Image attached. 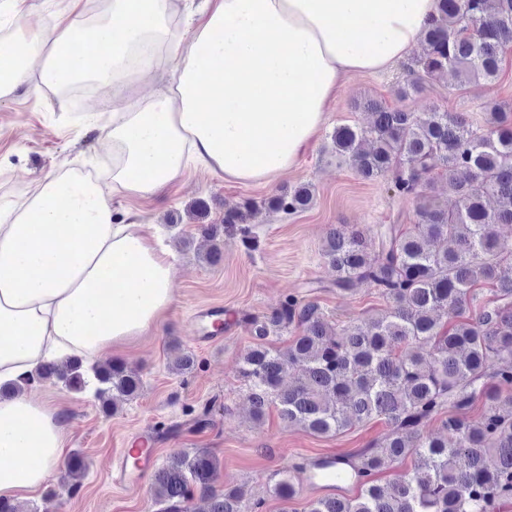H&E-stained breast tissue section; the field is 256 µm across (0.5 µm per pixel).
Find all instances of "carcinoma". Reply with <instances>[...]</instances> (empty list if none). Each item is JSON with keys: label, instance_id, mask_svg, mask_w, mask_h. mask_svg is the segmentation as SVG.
<instances>
[{"label": "carcinoma", "instance_id": "1", "mask_svg": "<svg viewBox=\"0 0 512 512\" xmlns=\"http://www.w3.org/2000/svg\"><path fill=\"white\" fill-rule=\"evenodd\" d=\"M426 53L418 76L400 88L403 97L444 74L458 83H494L503 50L512 41V0H438L436 15L423 32ZM365 107L374 120L368 129L343 124L331 139L363 178L393 175L395 191L415 201L419 222L411 230L382 224L376 235L333 229L323 247L336 269L333 286L353 291L368 281L392 301L389 310L335 328L314 302L294 298L270 315L248 322L253 346L240 362L248 383L253 418L261 421L275 406L283 420L318 435L336 434L373 418L391 426L388 439L353 457L336 458V469L355 484L354 497L325 495L306 512H490L512 495V277H497L498 224H512V123L506 104L490 112V128L476 135L461 116L433 111L425 118L388 110L374 101ZM445 176L444 190L456 207L434 195L433 174ZM501 207L490 211L486 199ZM312 186L301 185L269 200L271 208L296 213L309 208ZM255 211L247 204L227 210L220 224L203 232L243 231ZM453 246L434 250L432 243ZM492 281L502 303L485 306L446 329L438 311L463 315L475 299L474 286ZM295 325L288 350L267 346L271 333ZM294 385L283 386L288 371ZM41 380L84 392L94 386L103 409L118 397H134L140 375L122 362L84 366L80 357L44 365ZM480 416L466 422L456 413L478 401ZM446 414L443 428L453 435L422 432ZM411 470L384 486L375 473L407 457ZM86 470L71 456V487ZM216 462L205 451L172 454L156 471L154 491L161 512H190L194 492L207 497V512H258L236 489L213 490Z\"/></svg>", "mask_w": 512, "mask_h": 512}]
</instances>
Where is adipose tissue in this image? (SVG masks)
Here are the masks:
<instances>
[{
  "label": "adipose tissue",
  "mask_w": 512,
  "mask_h": 512,
  "mask_svg": "<svg viewBox=\"0 0 512 512\" xmlns=\"http://www.w3.org/2000/svg\"><path fill=\"white\" fill-rule=\"evenodd\" d=\"M436 12L437 0H206L181 31L172 0H110L98 19L8 20L0 97L28 82L111 89L99 139L112 168L48 174L0 210V383L70 355L107 358L171 307V253L147 225L114 223L112 195L150 198L193 166L271 183L311 144L342 78L406 59ZM174 61V84L139 95ZM66 440L52 401L0 400V499L38 492Z\"/></svg>",
  "instance_id": "ef3b65f1"
}]
</instances>
